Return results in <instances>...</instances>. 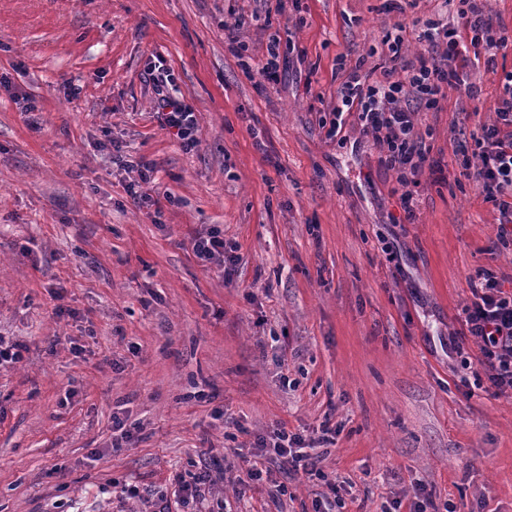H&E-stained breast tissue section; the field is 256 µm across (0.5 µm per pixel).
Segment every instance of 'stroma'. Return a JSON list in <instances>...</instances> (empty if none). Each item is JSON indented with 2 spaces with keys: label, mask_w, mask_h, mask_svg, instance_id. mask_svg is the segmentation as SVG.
<instances>
[{
  "label": "stroma",
  "mask_w": 512,
  "mask_h": 512,
  "mask_svg": "<svg viewBox=\"0 0 512 512\" xmlns=\"http://www.w3.org/2000/svg\"><path fill=\"white\" fill-rule=\"evenodd\" d=\"M269 25L239 26L241 16ZM416 0H0V512H512V393L461 341L470 285L512 292V240L467 179L421 176L414 223L369 139L322 121L348 66L369 72ZM290 38L276 81L255 72ZM246 45L237 55L238 45ZM196 117L184 150L157 119L159 68ZM512 50L476 60L478 100L420 110L458 171ZM154 166L160 210L126 192ZM224 234L231 277L191 239ZM131 438H118L113 416ZM336 428L323 478L240 487L278 425ZM202 481V494L182 485ZM285 494L271 495L272 483Z\"/></svg>",
  "instance_id": "1"
}]
</instances>
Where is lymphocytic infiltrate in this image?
I'll use <instances>...</instances> for the list:
<instances>
[{"label": "lymphocytic infiltrate", "mask_w": 512, "mask_h": 512, "mask_svg": "<svg viewBox=\"0 0 512 512\" xmlns=\"http://www.w3.org/2000/svg\"><path fill=\"white\" fill-rule=\"evenodd\" d=\"M458 25L443 19H426L418 35L420 50L409 51L403 34L385 37L388 54L381 77L347 67L344 57L338 66L347 67L345 80L336 91V104L329 113L327 137L334 138L346 127H355L370 139L381 162L392 170L403 189L402 208L406 221H414L418 200L414 188L418 176L443 175L444 169L431 155L425 138L416 127V106L440 109L449 86L464 88L476 98L475 84L465 82L471 52L484 51L487 65H494L498 52L512 41L497 32L498 23L478 0H458ZM502 90L491 107L492 116L481 122L472 139V156L461 174L471 180L485 201L499 212L500 236H512V71L504 73ZM158 115L162 127L173 132L185 149L198 142L193 111L164 95ZM472 299L464 309V336L478 349L491 389L512 391V293L503 291L491 273L472 284ZM273 448L283 470L321 475L319 454L309 452L304 438L276 428Z\"/></svg>", "instance_id": "lymphocytic-infiltrate-1"}]
</instances>
